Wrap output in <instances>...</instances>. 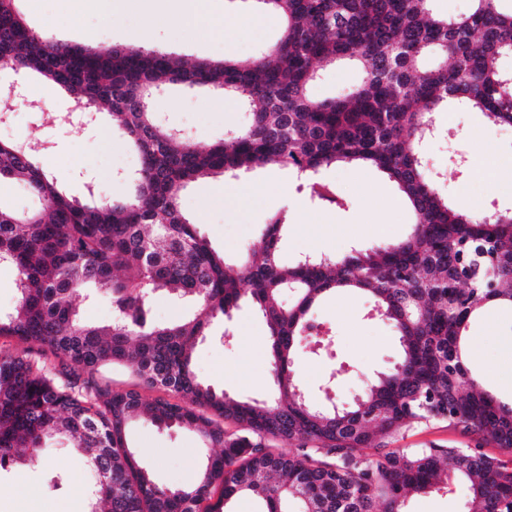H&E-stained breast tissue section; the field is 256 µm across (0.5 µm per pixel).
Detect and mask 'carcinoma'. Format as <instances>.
Masks as SVG:
<instances>
[{
    "instance_id": "obj_1",
    "label": "carcinoma",
    "mask_w": 512,
    "mask_h": 512,
    "mask_svg": "<svg viewBox=\"0 0 512 512\" xmlns=\"http://www.w3.org/2000/svg\"><path fill=\"white\" fill-rule=\"evenodd\" d=\"M283 29L258 57L183 62L141 48L70 44L31 27L16 0H0V64L63 89L89 117L102 109L139 167L129 193L82 202L36 164L38 151L0 140V182L26 187L37 206L0 205V265L16 273L17 300L0 310V467L34 463L45 441L66 438L89 453V512H232L238 498L259 512H406L415 494L441 491L450 475L469 483L465 512H512V405L481 389L463 360L472 318L512 307V213L476 216L448 203L425 172L422 145L451 107L512 125V8L472 0L448 19L431 0H256ZM352 61L360 84L313 100L323 65ZM235 98L247 123L200 150L165 125L152 101L169 84ZM277 162L305 179L310 197L344 206L315 179L336 164L368 166L392 181L414 213L403 240L333 258L308 254L284 265L280 218L236 263L227 261L183 212V191L205 174L236 176ZM366 295L371 312L399 337L402 358L350 406L318 404L293 370L309 336H324L313 309L328 293ZM165 293L197 308L156 322ZM107 296L112 321H83L73 298ZM249 303L271 336L276 396L243 401L197 376L194 345ZM49 350L58 364L34 354ZM129 366L173 398L144 402L95 374ZM192 430L203 444L196 479L156 483L128 442L132 422ZM444 423L476 436L473 448H391L413 425ZM291 451L283 452L278 444ZM219 448L221 452H207Z\"/></svg>"
}]
</instances>
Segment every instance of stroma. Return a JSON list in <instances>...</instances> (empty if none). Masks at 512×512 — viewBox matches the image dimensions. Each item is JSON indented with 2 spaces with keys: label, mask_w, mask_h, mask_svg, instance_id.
Masks as SVG:
<instances>
[{
  "label": "stroma",
  "mask_w": 512,
  "mask_h": 512,
  "mask_svg": "<svg viewBox=\"0 0 512 512\" xmlns=\"http://www.w3.org/2000/svg\"><path fill=\"white\" fill-rule=\"evenodd\" d=\"M224 32L217 35L184 24L177 17L146 16L140 0H125L112 19L97 12L79 10L78 0H41L30 9L27 0L20 8L40 31L67 43L79 42L70 25L80 17L83 29L93 31V45L101 47L144 46L170 53L186 61L219 59L225 51L247 60L271 45L281 29L279 17L264 14L261 23H251L256 10L252 0H222ZM356 66L336 64L323 67L319 80L308 92L323 100L347 94L360 80ZM29 102L17 104L14 112L0 120V140L24 143L36 138L46 142L37 163L52 172L69 195L83 199L95 194L107 200L124 195L119 174L137 168V156L119 136L105 138L111 117L100 113L93 126L59 128L45 122L47 113L65 102L59 89L44 80H31ZM155 109L165 124L182 130L199 147H208L225 131L241 125L246 115L241 107L221 93L169 87ZM482 158L488 166L512 159V126L494 125L484 115L465 108L452 116H440L439 131L428 139L425 161L437 187L449 203L469 213L512 211V179L489 181L474 175L470 166L451 168L449 157ZM320 179L336 186L345 199L344 208L311 201L288 167L269 164L233 178L236 186H287L286 195L257 196L237 212L217 202L214 188L218 178L205 176L182 195L184 212L200 232L225 257L238 259L260 235L273 216L292 213L295 226L280 247L282 262L300 254L320 251L334 256L352 248L385 245L403 239L410 231L413 214L403 203L393 182L368 167L336 165L322 169ZM94 191H87V182ZM315 319L329 328L320 353L300 349L293 368L307 395L317 401L333 398L348 405L363 391L369 378L391 370L400 358L397 336L381 320L370 316L369 303L362 294L340 291L324 298L314 312ZM227 336H213L194 348L195 370L203 381L242 399L263 400L273 391L269 361L268 327L252 309H242L226 325ZM512 336V308L492 306L473 320L468 341L479 357L470 361V376L503 403H512V390L486 378L497 363L495 337ZM129 441L153 471L158 484L174 487L190 483L200 462L201 440L186 430H168L134 424ZM469 434L443 425H421L407 430L399 445L423 448L429 445H463ZM63 471L71 479H84L86 459L65 440L49 443L39 464L9 465L0 469V512H86L85 502L76 501L73 487L51 490L49 479ZM468 498L466 484L450 480L447 489L413 497L408 512H464Z\"/></svg>",
  "instance_id": "1"
}]
</instances>
